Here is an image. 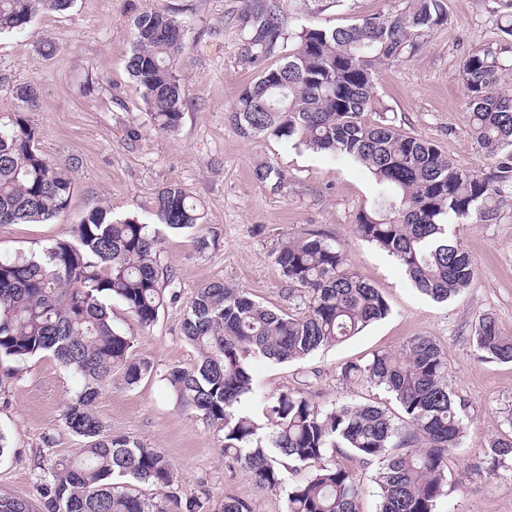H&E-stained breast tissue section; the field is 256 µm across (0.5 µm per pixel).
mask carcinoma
Returning <instances> with one entry per match:
<instances>
[{
	"label": "carcinoma",
	"instance_id": "obj_1",
	"mask_svg": "<svg viewBox=\"0 0 512 512\" xmlns=\"http://www.w3.org/2000/svg\"><path fill=\"white\" fill-rule=\"evenodd\" d=\"M74 0H0V34L29 29L43 12H66ZM246 50L266 58L284 47L283 25L271 7L243 0ZM448 23L446 0H403V7L333 29L302 27L283 62L266 67L239 93L230 117L245 138L292 140L336 159L363 165L377 185L356 214L353 231L394 257L415 287L445 301L473 286L478 269L448 237V225L494 224L512 202V94L499 89L512 70V14L501 21L499 43L473 49L461 64L469 127L490 160L488 171L460 169L427 140L381 118L374 78L403 58L417 39ZM186 50L182 23L168 12L145 11L133 20L128 60L145 110L158 129L175 132L183 115V86L174 62ZM26 109L0 112V225L32 224L63 213L73 189V163L39 148L29 119L37 90L19 86ZM261 182L281 184L271 164L255 167ZM201 217L178 184L154 197L150 222L115 218L92 207L71 234L38 255L0 259V365L52 353L80 380L66 404V429L82 439L71 459L40 468L36 499L0 492V512H169L174 470L159 451L123 435L104 433L94 411L112 373L127 385L152 372L132 355L134 337L115 328L106 301L117 299L142 329L154 325L165 296L149 224L193 229ZM275 263L290 284L288 298L304 308L285 313L222 281L198 289L182 324L199 356L191 368L174 366L165 379L185 406L221 426L224 458L240 465L261 490H286V512H359L365 488L335 454L376 464L377 512H439L451 494L448 460L460 449L466 403L451 390L447 352L429 336H411L397 352L351 362L343 380L382 389L399 413L372 404L320 407L299 391H283L251 412L248 358L277 363L304 359L342 342L390 308L381 288L349 268L345 250L309 232L284 241ZM479 356L512 363V338L494 317L474 325ZM488 455L512 461V433L494 440ZM132 479L153 487L146 497L120 486Z\"/></svg>",
	"mask_w": 512,
	"mask_h": 512
}]
</instances>
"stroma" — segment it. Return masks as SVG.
Masks as SVG:
<instances>
[{"instance_id":"1","label":"stroma","mask_w":512,"mask_h":512,"mask_svg":"<svg viewBox=\"0 0 512 512\" xmlns=\"http://www.w3.org/2000/svg\"><path fill=\"white\" fill-rule=\"evenodd\" d=\"M275 4L287 32L300 27L335 28L386 12L395 0H255ZM448 23L425 38L403 61L382 68L375 92L387 117L403 131L432 141L461 169L488 166L472 138L460 67L478 44L497 40L512 0H447ZM168 9L186 30L187 50L176 67L183 82L179 129L164 132L150 122L141 91L127 62L131 21L150 8ZM241 0H75L62 14L38 15L24 33L0 35V112H14L13 89H38L31 121L40 149L50 158L71 159L73 194L61 215L45 224L0 226V257L40 252L65 236L92 206H109L113 216L149 219L156 193L176 183L202 216L199 232L161 230L159 262L168 279L167 299L153 327L139 328L125 305L112 303L113 325L134 338L132 353L150 362L152 373L134 386L114 375L95 412L106 433L125 435L159 450L172 463L179 502L224 496L247 501L252 512H285L286 492L261 490L249 473L228 467L224 432L181 406L163 376L174 366L190 367L195 350L181 331L186 306L205 283L221 281L248 291L284 312L296 301L274 261L280 245L314 231L347 252L350 268L379 285L390 312L347 341L288 363H251L256 396L303 392L322 407L373 403L396 411L377 388L342 378L352 361L365 362L381 350H399L410 336L433 338L448 353L450 386L466 403V432L450 462L452 512H512V469L490 471L485 450L512 430V363L483 360L472 341L480 314H492L512 336V205L493 224H452L449 234L478 266V280L464 294L436 302L422 295L386 252L357 239L355 215L369 202L374 181L358 163L332 158L263 136L242 137L228 113L239 92L280 55L251 59L245 49ZM268 162L285 175L271 188L253 175ZM77 379L51 355L16 364L0 383V433L9 452L0 458V491L29 496L39 463L75 454L78 438L64 427L66 402Z\"/></svg>"}]
</instances>
